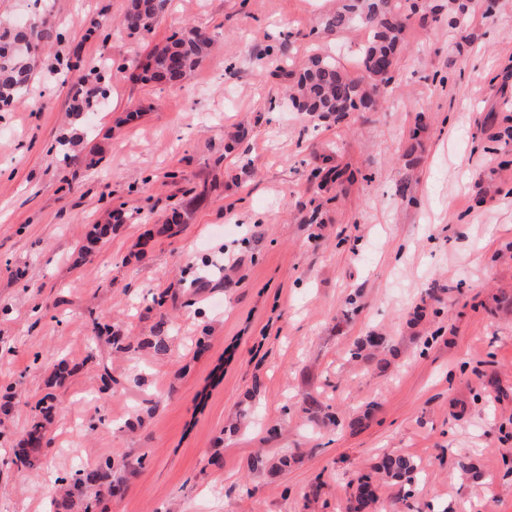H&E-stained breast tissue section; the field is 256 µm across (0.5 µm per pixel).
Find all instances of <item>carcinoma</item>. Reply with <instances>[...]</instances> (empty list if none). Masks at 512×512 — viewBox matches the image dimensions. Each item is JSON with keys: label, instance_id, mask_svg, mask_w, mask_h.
Segmentation results:
<instances>
[{"label": "carcinoma", "instance_id": "cac0c4a2", "mask_svg": "<svg viewBox=\"0 0 512 512\" xmlns=\"http://www.w3.org/2000/svg\"><path fill=\"white\" fill-rule=\"evenodd\" d=\"M171 0H129L122 17V28L130 34L145 35L167 14ZM448 26L467 23L470 0H447ZM422 12L437 14L426 4L415 0H339L336 11L321 20L323 30L339 33L354 27L368 32L360 49L363 75L351 76L335 56L314 54L293 83L289 101L296 112L312 117L335 114L342 118L349 112L370 111L374 108L379 89L389 85L404 45L406 21ZM59 38L56 28L45 20L34 21L21 28L19 24L0 21V102L13 103L23 97L34 79L32 41L50 44ZM212 40L197 29L186 28L161 48L154 51L151 76L160 83L173 84L190 75L209 55ZM50 421V408L42 407L34 418L23 443L26 448L17 458L22 466L35 462ZM377 470L388 477L413 481L419 474V464L401 455L381 458ZM114 467L109 459L90 469L78 471V477L65 487L62 500L68 509L79 505L89 510V495L95 488L109 494L122 487L112 480ZM377 498V487L360 477L357 479L356 509Z\"/></svg>", "mask_w": 512, "mask_h": 512}]
</instances>
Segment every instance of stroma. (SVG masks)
I'll return each mask as SVG.
<instances>
[{
    "label": "stroma",
    "mask_w": 512,
    "mask_h": 512,
    "mask_svg": "<svg viewBox=\"0 0 512 512\" xmlns=\"http://www.w3.org/2000/svg\"><path fill=\"white\" fill-rule=\"evenodd\" d=\"M126 5L50 0L61 37L0 112V512H57L60 476L127 457L94 512H347L360 477L368 512H512V0L411 18L375 109L339 121L289 109L283 77L315 53L360 76L365 32L319 25L337 0H172L143 36ZM188 26L212 53L149 80ZM50 407H41L39 409V415L34 418L30 428L28 429L26 436L23 439V443L26 448H23L22 454L17 458L22 466H31L35 462V457L32 454L38 453L43 444V440L47 431V424L50 421ZM377 470L388 477L413 481L419 474V464L401 455H386L381 458Z\"/></svg>",
    "instance_id": "stroma-1"
}]
</instances>
